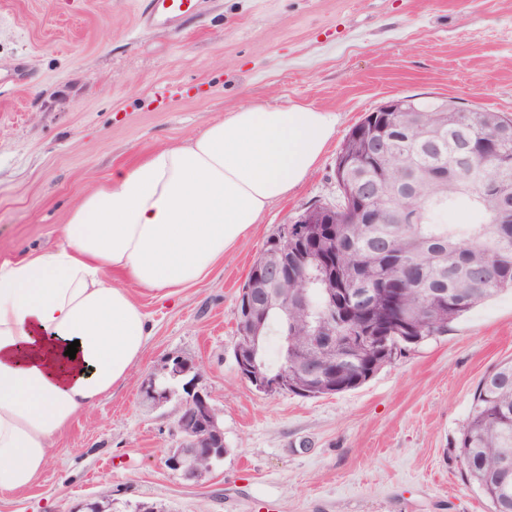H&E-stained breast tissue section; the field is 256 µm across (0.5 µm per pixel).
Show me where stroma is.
I'll return each mask as SVG.
<instances>
[{
  "label": "stroma",
  "mask_w": 512,
  "mask_h": 512,
  "mask_svg": "<svg viewBox=\"0 0 512 512\" xmlns=\"http://www.w3.org/2000/svg\"><path fill=\"white\" fill-rule=\"evenodd\" d=\"M148 0H0V262L63 240L88 187L244 103L334 112L307 180L274 203L205 281L160 300L130 378L56 442L39 481L0 512H491L450 455L482 376L512 358V293L397 356L356 389L264 394L235 366L238 296L266 239L336 199L349 130L415 96L512 116V0H196L166 28ZM200 369L224 426L201 480L168 469L179 400L143 384L168 356Z\"/></svg>",
  "instance_id": "1"
}]
</instances>
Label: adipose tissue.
<instances>
[{
	"instance_id": "obj_1",
	"label": "adipose tissue",
	"mask_w": 512,
	"mask_h": 512,
	"mask_svg": "<svg viewBox=\"0 0 512 512\" xmlns=\"http://www.w3.org/2000/svg\"><path fill=\"white\" fill-rule=\"evenodd\" d=\"M335 132V113L310 105H241L82 193L57 248L0 263V496L33 486L69 424L142 358L147 317L113 273L164 297L196 286Z\"/></svg>"
}]
</instances>
